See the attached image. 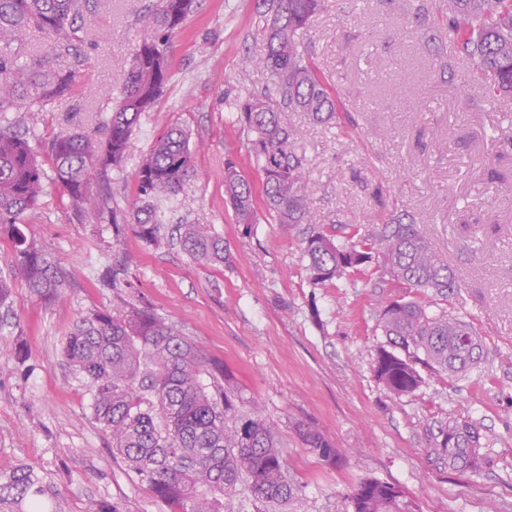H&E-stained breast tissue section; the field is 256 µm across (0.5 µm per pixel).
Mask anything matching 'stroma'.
I'll use <instances>...</instances> for the list:
<instances>
[{"label":"stroma","mask_w":512,"mask_h":512,"mask_svg":"<svg viewBox=\"0 0 512 512\" xmlns=\"http://www.w3.org/2000/svg\"><path fill=\"white\" fill-rule=\"evenodd\" d=\"M158 5L85 0L74 55L48 56L47 36L30 32L23 61L46 58L76 74L72 95L26 114L32 142L74 129L105 138L142 18ZM266 11L264 0H198L173 38L166 95L142 113L129 154L110 172L109 209L124 220L141 159L169 125L186 130L195 169L177 196L153 199L158 243L115 232L113 219L77 221L50 176L22 222L47 247L60 298L28 288L10 242H0V276L11 282L10 312L0 317V339L11 344L0 351V470L27 465L47 477L49 512H84L91 499L117 512H168L113 456L85 380L60 355L80 316L143 299L223 364L273 425L288 477L301 487L290 512H349L347 496L364 478L401 488L416 512H512V98H490L473 62L456 56L444 0H325L303 35L351 119L281 112L307 163L301 190L310 206L325 227L352 225L362 238L375 216L413 217L460 281L451 310L486 346L477 370L432 375L414 395L394 397L371 371L381 341L373 304L398 289L374 287L365 275L313 285L303 225L245 228L224 192L231 160L252 183L257 210L265 208L234 107L273 83L265 71L239 67L243 53L264 52ZM181 224L211 225L227 262L189 258ZM450 417L480 428L490 460L480 474L449 469L433 454L434 424ZM301 425L341 450L336 466L302 443Z\"/></svg>","instance_id":"35a3bbf8"}]
</instances>
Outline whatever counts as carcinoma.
<instances>
[{
	"instance_id": "cac0c4a2",
	"label": "carcinoma",
	"mask_w": 512,
	"mask_h": 512,
	"mask_svg": "<svg viewBox=\"0 0 512 512\" xmlns=\"http://www.w3.org/2000/svg\"><path fill=\"white\" fill-rule=\"evenodd\" d=\"M324 0H269L265 52L246 55L242 69L267 70L274 88L248 94L238 104L262 173L266 217L276 224H303L302 255L314 285H327L374 266L379 282L430 290L441 301L458 292L453 270L432 247L420 225L404 215L376 223L367 240L355 230L338 242L321 230L298 185L306 177L293 148L294 133L281 121L288 107L313 120L336 118L339 99L325 74L309 62L302 35ZM448 37L456 53L474 61L492 97L512 95V0H447ZM82 0H0V112H41L74 90V76L45 63H23L20 51L35 28L57 56L76 50V19ZM195 0H161L144 20L124 79L123 96L107 123L105 139L73 131L56 135L46 148L57 182L71 198L77 218H101L108 201V172L133 145L142 113L154 107L169 79V52ZM41 153L27 133L0 125V237L10 241L22 278L34 292L55 298L60 282L46 247L29 240L23 213L43 193ZM195 154L186 131L176 125L157 137L135 171L138 198L131 205L134 233L147 243L160 238L161 224L140 198L177 195L193 170ZM100 192L90 189L93 180ZM224 190L236 223H260L251 183L236 163L224 166ZM183 250L197 263L227 261L224 241L205 224H184ZM376 348L371 370L378 383L401 398L425 384L422 369L453 377L478 367L485 346L476 329L448 308L437 311L418 300H393L377 310ZM64 359L87 383L93 418L112 438L129 477L147 485L170 512H224V500L244 487L264 512H283L298 486L288 480L272 425L257 404L244 409L241 395L180 329L148 306L123 313L99 309L81 317L62 342ZM304 444L324 462L341 453L319 432L299 429ZM480 429L458 418L436 426L433 452L454 470L479 473L487 465ZM49 486L34 469L20 465L0 473V512H43ZM351 512H413L398 487L364 479L348 495Z\"/></svg>"
}]
</instances>
